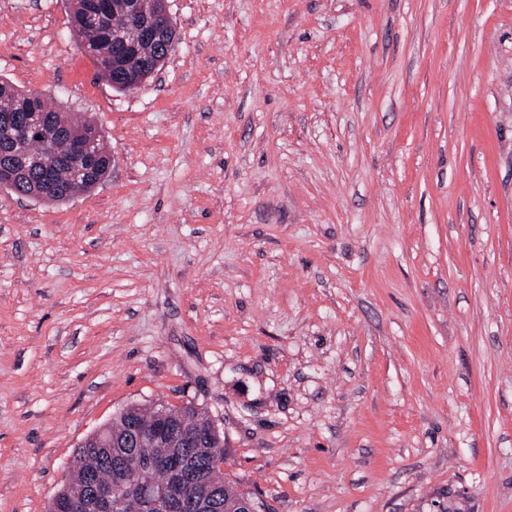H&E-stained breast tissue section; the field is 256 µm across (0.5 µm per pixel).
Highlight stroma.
Segmentation results:
<instances>
[{
    "instance_id": "35a3bbf8",
    "label": "stroma",
    "mask_w": 512,
    "mask_h": 512,
    "mask_svg": "<svg viewBox=\"0 0 512 512\" xmlns=\"http://www.w3.org/2000/svg\"><path fill=\"white\" fill-rule=\"evenodd\" d=\"M113 90L68 0H0V77L109 175L0 188V512L126 406L205 409L268 512H512V0H168Z\"/></svg>"
}]
</instances>
